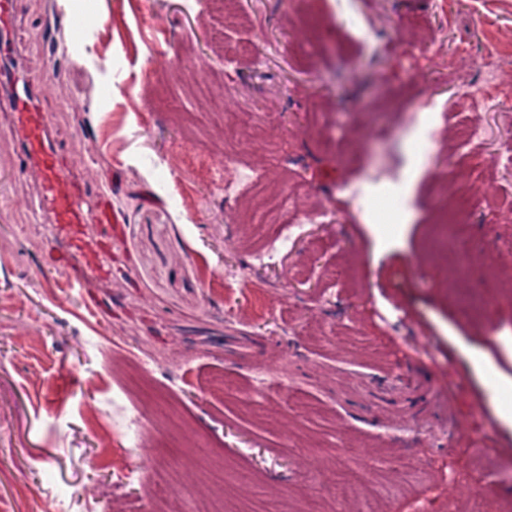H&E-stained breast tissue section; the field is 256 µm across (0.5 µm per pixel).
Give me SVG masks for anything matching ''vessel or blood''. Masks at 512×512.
<instances>
[{
  "label": "vessel or blood",
  "mask_w": 512,
  "mask_h": 512,
  "mask_svg": "<svg viewBox=\"0 0 512 512\" xmlns=\"http://www.w3.org/2000/svg\"><path fill=\"white\" fill-rule=\"evenodd\" d=\"M14 0H0V54L9 52L13 40ZM30 67L16 60L0 66V99L13 114L11 133L19 144L13 172L40 188L50 224L53 245L46 261L62 271L68 284L83 287L88 281H106L112 277V265L98 236L90 226L123 221L112 206V196L100 192L96 205H88L76 182L63 168V162L51 146L47 116L38 108L40 89L30 82Z\"/></svg>",
  "instance_id": "b4317fda"
}]
</instances>
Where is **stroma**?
Masks as SVG:
<instances>
[{
    "mask_svg": "<svg viewBox=\"0 0 512 512\" xmlns=\"http://www.w3.org/2000/svg\"><path fill=\"white\" fill-rule=\"evenodd\" d=\"M14 7L125 268L80 292L46 264L0 107V512H159L164 486L179 512H512V467L478 476L453 430L512 450V0ZM411 105L427 168L394 136ZM390 151L406 208L350 201ZM260 189L316 216L261 262Z\"/></svg>",
    "mask_w": 512,
    "mask_h": 512,
    "instance_id": "stroma-1",
    "label": "stroma"
}]
</instances>
